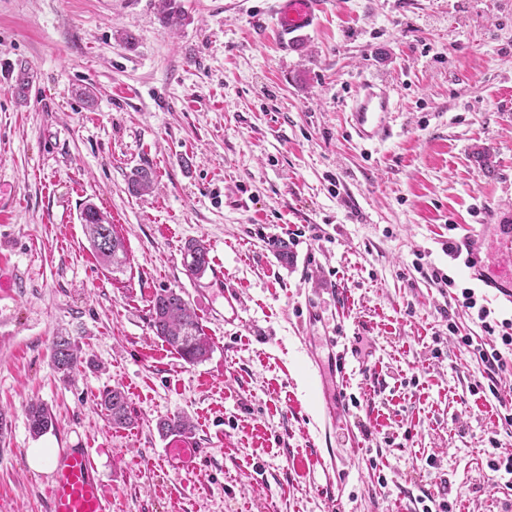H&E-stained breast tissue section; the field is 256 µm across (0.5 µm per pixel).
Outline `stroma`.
<instances>
[{
	"instance_id": "1",
	"label": "stroma",
	"mask_w": 512,
	"mask_h": 512,
	"mask_svg": "<svg viewBox=\"0 0 512 512\" xmlns=\"http://www.w3.org/2000/svg\"><path fill=\"white\" fill-rule=\"evenodd\" d=\"M177 2L168 29L154 0H0V263L16 280L0 295V512H44L50 476L29 466L31 448L92 449L112 512H512L488 467L512 452L498 418L512 351L495 391L471 393L482 366L457 339L486 335L421 273L512 317V300L448 256L470 226L512 214V0H324L293 47L276 0ZM378 75L393 87L392 135L364 145L347 116ZM138 167L156 184L134 196ZM89 202L123 238L124 272L91 250ZM192 239L223 265V287L187 273ZM167 288L212 343L201 363L150 328ZM58 336L84 359L67 381L49 358ZM328 336L348 352L344 375L322 378ZM114 386L133 415L124 428L95 406ZM338 395L341 438L325 409ZM33 402L56 418L39 437ZM174 414L210 450L195 471L164 452L157 422ZM317 449L344 478L332 505L295 469Z\"/></svg>"
}]
</instances>
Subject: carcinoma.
<instances>
[{
  "mask_svg": "<svg viewBox=\"0 0 512 512\" xmlns=\"http://www.w3.org/2000/svg\"><path fill=\"white\" fill-rule=\"evenodd\" d=\"M156 7L162 23L170 27L178 24L180 10L176 0H156ZM30 79L29 70L20 68L13 84V93L18 99H26ZM153 185L152 171L143 167L134 169L127 179L128 191L133 195L148 192ZM80 219L92 249L105 267L113 273L123 272L128 255L114 225L103 223V214L91 203L84 206ZM184 256L192 258L184 266L193 276L203 275L210 266L209 249L199 240L186 243ZM150 327L157 338L167 343L190 365L206 360L211 352V344L195 312L181 293L174 289H164L150 301ZM50 362L62 379L67 380L83 364V358L79 346L71 338L58 336L50 346ZM98 405L106 412L113 427L124 428L131 424L127 397L120 388L105 390L100 395ZM27 425L30 434L37 437L54 427L55 419L47 405L32 404L27 410ZM157 429L162 436L187 434L192 431V424L187 417L177 414L160 419Z\"/></svg>",
  "mask_w": 512,
  "mask_h": 512,
  "instance_id": "cac0c4a2",
  "label": "carcinoma"
}]
</instances>
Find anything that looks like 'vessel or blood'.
Instances as JSON below:
<instances>
[{
	"instance_id": "b4317fda",
	"label": "vessel or blood",
	"mask_w": 512,
	"mask_h": 512,
	"mask_svg": "<svg viewBox=\"0 0 512 512\" xmlns=\"http://www.w3.org/2000/svg\"><path fill=\"white\" fill-rule=\"evenodd\" d=\"M321 0H277L278 32L289 46L299 44L320 24ZM390 87L386 80L364 81L354 95L348 122L364 143L390 136ZM477 275L488 285L512 289V224H483L460 241ZM166 454L179 467L191 468L202 456L196 441L176 435ZM46 512H112V494L91 461L89 449H69L57 462L46 488Z\"/></svg>"
}]
</instances>
